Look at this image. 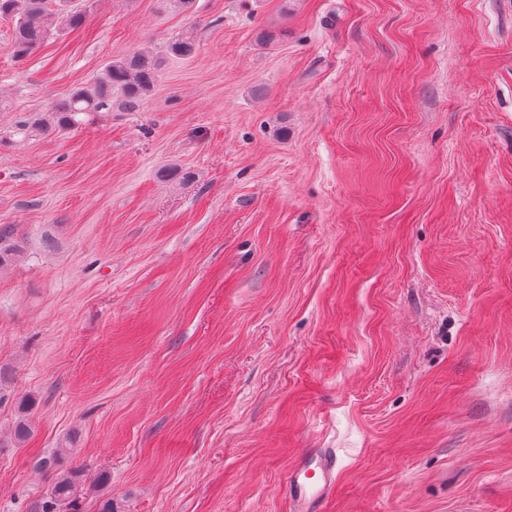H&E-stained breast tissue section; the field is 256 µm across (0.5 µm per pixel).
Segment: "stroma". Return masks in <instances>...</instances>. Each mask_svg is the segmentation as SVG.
Returning <instances> with one entry per match:
<instances>
[{
  "mask_svg": "<svg viewBox=\"0 0 512 512\" xmlns=\"http://www.w3.org/2000/svg\"><path fill=\"white\" fill-rule=\"evenodd\" d=\"M188 30L139 110L28 128ZM12 42L0 512L65 468L83 512H292L317 448L319 512H512V0H89ZM9 224L0 226V268L11 265L22 253L18 240ZM338 464L333 448H318L296 460L286 477L293 512H317V505L334 496Z\"/></svg>",
  "mask_w": 512,
  "mask_h": 512,
  "instance_id": "obj_1",
  "label": "stroma"
}]
</instances>
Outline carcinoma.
<instances>
[{
    "instance_id": "carcinoma-1",
    "label": "carcinoma",
    "mask_w": 512,
    "mask_h": 512,
    "mask_svg": "<svg viewBox=\"0 0 512 512\" xmlns=\"http://www.w3.org/2000/svg\"><path fill=\"white\" fill-rule=\"evenodd\" d=\"M71 3L72 0H0V16L14 21L15 52L26 54L61 30L80 26L86 11L75 9ZM195 49V39L185 35L171 39L164 55L187 57ZM160 67L161 57L156 53L136 52L113 58L92 82L73 89L67 99L53 108V121L35 118L31 127L40 131L71 128L77 123L76 116L83 112L113 108L132 112L153 91ZM20 254L21 246L13 236V228L8 224L0 226V268L14 263ZM82 485L78 471H59L54 478L50 500L43 503L41 512H56L54 507L61 505L69 512H79Z\"/></svg>"
}]
</instances>
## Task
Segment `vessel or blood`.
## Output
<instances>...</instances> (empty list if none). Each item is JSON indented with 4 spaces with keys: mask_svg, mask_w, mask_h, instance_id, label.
<instances>
[{
    "mask_svg": "<svg viewBox=\"0 0 512 512\" xmlns=\"http://www.w3.org/2000/svg\"><path fill=\"white\" fill-rule=\"evenodd\" d=\"M338 464L331 448L302 454L296 460L286 477L293 512H317L320 503L334 496Z\"/></svg>",
    "mask_w": 512,
    "mask_h": 512,
    "instance_id": "obj_1",
    "label": "vessel or blood"
}]
</instances>
